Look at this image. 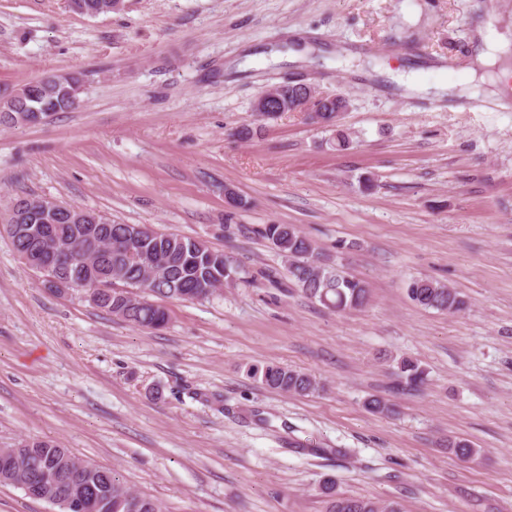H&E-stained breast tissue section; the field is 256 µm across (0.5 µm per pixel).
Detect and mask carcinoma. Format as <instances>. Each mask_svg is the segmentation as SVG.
Returning a JSON list of instances; mask_svg holds the SVG:
<instances>
[{
    "label": "carcinoma",
    "instance_id": "1",
    "mask_svg": "<svg viewBox=\"0 0 512 512\" xmlns=\"http://www.w3.org/2000/svg\"><path fill=\"white\" fill-rule=\"evenodd\" d=\"M67 82L52 78L26 84L21 92H5L0 103L10 112H65L72 108ZM97 238L112 241V248L100 254L94 263V277L100 283L118 280L130 288H139L148 267L150 254L129 253L123 249L127 225L108 222L94 225ZM51 235L58 239L76 240L80 225L73 224L65 214L50 225ZM261 236L268 240L284 258L294 283L310 299L329 310L341 312L361 307L368 298L367 283L349 274L343 265L322 259L312 241L292 224H266ZM147 249L161 252L167 259L165 274L145 285L147 294L129 297L125 290H112L98 309L140 328L157 330L169 320L167 309L153 298L185 301L204 300L222 288L223 283L239 280V270L223 253L205 242L176 233H161L152 238ZM410 299L424 309L453 314L465 302L459 293L431 279H416L408 288ZM398 386L403 391H416L424 383L425 371L415 361L402 357L397 361ZM252 377L271 389L284 393L308 395L319 389V382L310 373L279 365H266L251 370ZM448 451L464 462L473 461L479 449L465 440L448 441ZM53 471L58 476L49 493L56 498L74 492L96 490L101 507L96 512H162L161 504L133 491L121 476L110 468L99 467L74 456L54 440L27 442L18 448H0V484L24 485L36 472ZM326 497L325 512H400L397 505L380 504L336 493V482L329 478L321 486Z\"/></svg>",
    "mask_w": 512,
    "mask_h": 512
}]
</instances>
